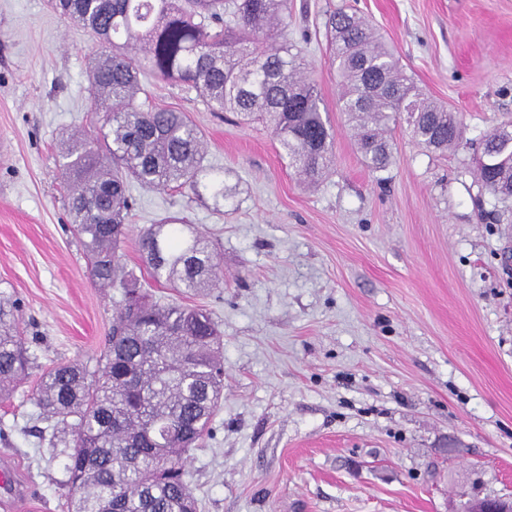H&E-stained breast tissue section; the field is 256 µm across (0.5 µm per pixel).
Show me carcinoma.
Here are the masks:
<instances>
[{
    "label": "carcinoma",
    "mask_w": 512,
    "mask_h": 512,
    "mask_svg": "<svg viewBox=\"0 0 512 512\" xmlns=\"http://www.w3.org/2000/svg\"><path fill=\"white\" fill-rule=\"evenodd\" d=\"M54 10L98 39L87 72L94 134L59 149L68 218L89 275L120 294L95 366L74 360L46 368L31 402L65 457L74 491L69 512H197L185 463L224 399L221 333L200 307L162 304L122 261L131 225V183L191 196H224V177L204 166L200 130L184 112L139 98L141 77L174 79L213 112L268 126L288 165L309 186L334 160L333 131L320 109L309 65L288 40L290 0H52ZM329 61L357 151L373 172L391 164L387 132L405 120L428 151L461 138V119L425 96L392 51L355 13L328 22ZM481 186L512 199V121L480 144ZM139 251L155 282L196 295L216 286L221 266L193 225L167 216L140 232ZM18 301L0 292V401L30 375L35 357L20 326Z\"/></svg>",
    "instance_id": "obj_1"
}]
</instances>
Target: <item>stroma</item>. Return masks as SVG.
Returning <instances> with one entry per match:
<instances>
[{
	"mask_svg": "<svg viewBox=\"0 0 512 512\" xmlns=\"http://www.w3.org/2000/svg\"><path fill=\"white\" fill-rule=\"evenodd\" d=\"M341 8L460 112L455 149L427 152L402 121L389 168L364 165L328 62ZM288 30L335 133L319 187L298 182L267 128L142 79L155 107L189 115L224 174L219 199L133 187L123 250L141 270L137 229L176 214L223 260L207 294L142 279L223 333L224 405L186 463L199 512H456L464 495H512V206L473 177L479 142L512 119V0H294ZM96 51L48 0H0V291L19 300L41 369L95 360L118 298L88 277L57 160L63 136L102 124L87 90ZM37 380L0 404V464L16 471L0 502L68 512Z\"/></svg>",
	"mask_w": 512,
	"mask_h": 512,
	"instance_id": "35a3bbf8",
	"label": "stroma"
}]
</instances>
